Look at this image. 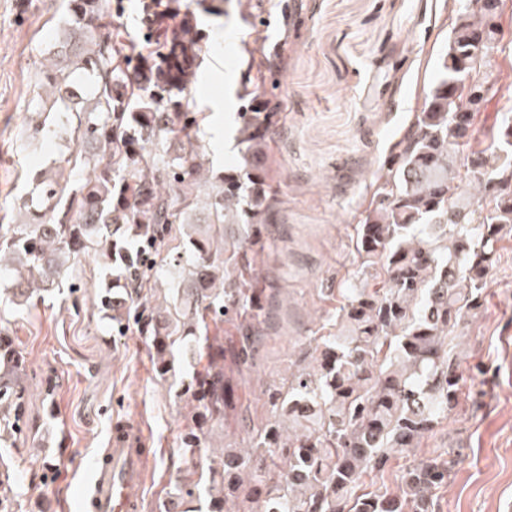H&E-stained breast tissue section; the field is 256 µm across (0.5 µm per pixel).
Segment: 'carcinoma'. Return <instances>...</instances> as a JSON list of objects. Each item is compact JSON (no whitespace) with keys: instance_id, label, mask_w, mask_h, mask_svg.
Masks as SVG:
<instances>
[{"instance_id":"1","label":"carcinoma","mask_w":512,"mask_h":512,"mask_svg":"<svg viewBox=\"0 0 512 512\" xmlns=\"http://www.w3.org/2000/svg\"><path fill=\"white\" fill-rule=\"evenodd\" d=\"M61 4L54 51L34 71L35 113L55 117L26 123L20 140L59 138L70 152L36 175L41 198L0 224L3 295L14 311L32 310L93 257L105 274L93 310L121 331L136 326L160 376L174 371L175 345L190 352L204 339L206 364L182 383L189 412L179 477L157 512H433L457 463L451 448L404 472L397 494L359 488L460 404L448 336L482 308L499 244L512 232V107L487 128L475 125L499 85L512 82V59L490 63L507 0H453L457 20L436 75L360 213L357 282L345 289L336 333L319 337L287 390L269 393L274 420L249 447L230 450L214 447L211 430L229 404L224 358L250 363L264 315L248 252L264 250L260 226L272 208L264 158L279 112L276 64L245 49L248 106L238 118L246 148L238 170L215 175L187 132L197 119L183 93L205 53L192 10L147 0L141 24L155 38L142 47L119 30L96 32L112 0ZM193 214L216 234L190 239V262H165L178 297L161 308L144 287L159 275L156 256L172 225ZM226 224L254 227L253 242L216 245ZM117 280L126 304L112 293ZM209 316L241 336L227 355L223 338L206 335ZM36 384L47 396L56 388L0 329V458L33 431L26 399ZM14 485L4 474L0 512H17Z\"/></svg>"}]
</instances>
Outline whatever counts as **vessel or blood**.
Listing matches in <instances>:
<instances>
[{
	"label": "vessel or blood",
	"mask_w": 512,
	"mask_h": 512,
	"mask_svg": "<svg viewBox=\"0 0 512 512\" xmlns=\"http://www.w3.org/2000/svg\"><path fill=\"white\" fill-rule=\"evenodd\" d=\"M142 438L126 428L112 437L101 462L83 492L92 512H140V492L146 483Z\"/></svg>",
	"instance_id": "b4317fda"
}]
</instances>
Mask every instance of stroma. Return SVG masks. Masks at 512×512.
Wrapping results in <instances>:
<instances>
[{
	"mask_svg": "<svg viewBox=\"0 0 512 512\" xmlns=\"http://www.w3.org/2000/svg\"><path fill=\"white\" fill-rule=\"evenodd\" d=\"M221 16L198 17L207 52L190 94L199 114L192 132L214 171L235 169L238 90L244 46L280 60L278 122L267 137L268 183L276 198L261 228L260 285L275 297L273 320L252 364L225 362L233 392L215 444L241 448L250 426L273 415L271 386L310 361L316 341L336 331L342 288L354 280L359 214L390 147L421 104L444 50L451 0H253L258 24L244 23L236 0H219ZM63 18L59 0H0V224L10 223L33 191V178L67 157L63 142L20 148L32 108L34 64L53 48ZM80 289L48 295L29 312L7 315L32 369L56 375L53 399L40 387L27 398L36 446L5 457L11 469L54 467L48 484L21 485L20 512H87L81 487L90 463L115 428L143 433L150 478L143 512L172 489L185 403L181 381L191 366L177 358L160 377L137 330L111 329L90 317L88 300L103 274L93 259ZM463 395L420 447L365 477L363 491H395L420 459L454 449L458 463L434 495L437 512H512V235L500 243L486 302L455 328Z\"/></svg>",
	"mask_w": 512,
	"mask_h": 512,
	"instance_id": "1",
	"label": "stroma"
}]
</instances>
